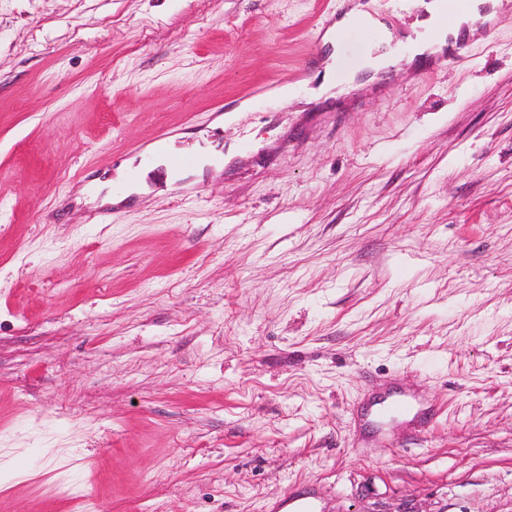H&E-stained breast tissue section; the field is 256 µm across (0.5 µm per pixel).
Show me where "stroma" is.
Returning <instances> with one entry per match:
<instances>
[{"label": "stroma", "instance_id": "stroma-1", "mask_svg": "<svg viewBox=\"0 0 512 512\" xmlns=\"http://www.w3.org/2000/svg\"><path fill=\"white\" fill-rule=\"evenodd\" d=\"M344 6L0 0V512H512V20L294 111ZM176 132L174 129H166L158 133L151 142V150L143 153V148H140L141 160L149 162L154 155H166L168 164L175 169H184L192 167L195 159L191 154H172L169 152L170 137Z\"/></svg>", "mask_w": 512, "mask_h": 512}]
</instances>
